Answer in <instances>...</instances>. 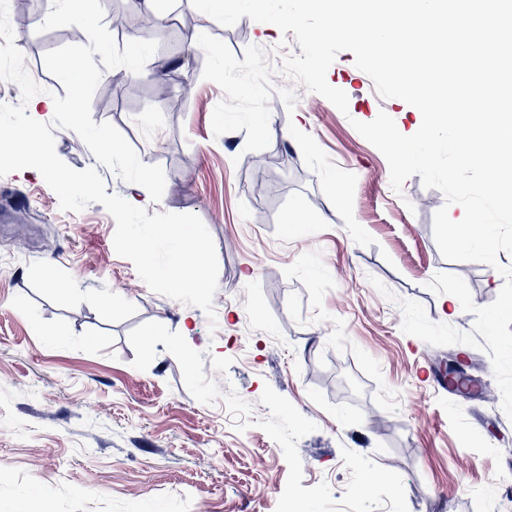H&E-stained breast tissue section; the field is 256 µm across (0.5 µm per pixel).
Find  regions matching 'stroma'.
<instances>
[{"label": "stroma", "instance_id": "stroma-1", "mask_svg": "<svg viewBox=\"0 0 512 512\" xmlns=\"http://www.w3.org/2000/svg\"><path fill=\"white\" fill-rule=\"evenodd\" d=\"M8 2L28 73L64 95L43 58L87 35L76 26L38 32L31 17L49 12V0ZM150 13L176 22L116 42L155 41L159 69L182 59L166 76L167 96L152 95L148 79L108 70L91 113L118 128L143 163L163 168L161 200L99 165L73 131L55 130V149L74 169L96 167L107 193L148 213L203 221L219 263L215 315L151 291L115 252V221L101 204L65 212L34 170L0 177L1 194L26 202L0 214V512H275L288 465L258 426L269 415L260 402L267 385L317 426L297 444L302 487L324 482L341 499L346 448L401 475L409 512H512V420L489 355L404 334L398 306L417 301L431 321L468 331L473 315L428 282L457 274L482 307L504 279L440 254L433 217L443 193L417 174L394 191L386 159L353 127L383 111L410 135L420 115L379 97L345 51L327 81L347 93V112L275 74L270 144L245 151V131H212L225 94L203 79L205 54L189 37L210 34L239 56L250 45L276 47L281 31L246 16L223 26L191 0H154ZM295 208L299 227L284 222ZM149 321L181 333L204 373H218L221 392L252 404V427L236 431L223 402H197L164 344L147 370L133 367L128 335ZM450 352L484 397L434 387Z\"/></svg>", "mask_w": 512, "mask_h": 512}]
</instances>
